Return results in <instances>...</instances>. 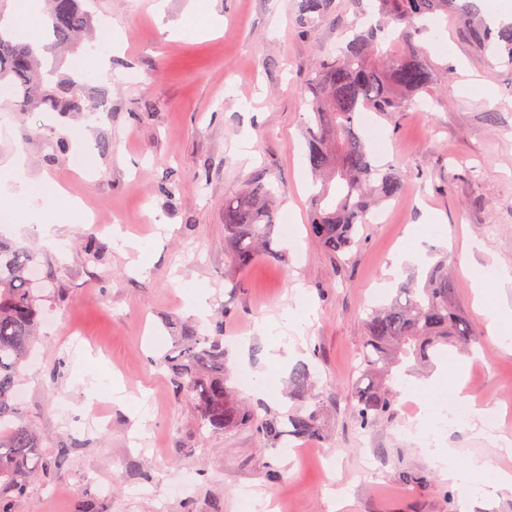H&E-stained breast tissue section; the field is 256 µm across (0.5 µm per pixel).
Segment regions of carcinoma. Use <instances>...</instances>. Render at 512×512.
<instances>
[{"instance_id":"cac0c4a2","label":"carcinoma","mask_w":512,"mask_h":512,"mask_svg":"<svg viewBox=\"0 0 512 512\" xmlns=\"http://www.w3.org/2000/svg\"><path fill=\"white\" fill-rule=\"evenodd\" d=\"M299 20L309 30L324 16L329 0H297ZM457 9L465 35L512 66V25L492 29L474 0H366V28L336 46V55L310 70L305 92L310 112L306 128L307 167L313 181L309 232L338 259L359 245L366 216L392 200L403 188L393 169L375 164L359 133L366 111L402 112L433 83L432 69L412 44L419 22L437 12ZM48 45L33 44L0 30V90L24 112H84L90 76L59 75L55 61L42 53L75 52L81 47L91 16L81 0H46ZM272 188L257 181L224 201V252L244 270L259 259L282 257L276 248ZM39 254L0 239V512H15L35 472L40 434L28 423L14 391L39 336L44 296L34 272ZM479 342L454 300L448 257L428 272L421 288L402 285L388 305L370 308L357 357L352 413L368 430L396 413L394 372L414 361L433 364L448 347ZM223 323L213 330L186 325L172 336V348L158 359L179 391H185L200 415L201 428L223 434L240 427L254 431L266 448H284L300 439L323 436V403L315 393L314 372L297 364L288 394L299 406L280 413L263 403L246 405L235 397L227 373Z\"/></svg>"}]
</instances>
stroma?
Listing matches in <instances>:
<instances>
[{
  "label": "stroma",
  "instance_id": "35a3bbf8",
  "mask_svg": "<svg viewBox=\"0 0 512 512\" xmlns=\"http://www.w3.org/2000/svg\"><path fill=\"white\" fill-rule=\"evenodd\" d=\"M95 27L112 31L111 74L103 121L0 107V166L23 148L33 177L78 198L100 225L57 223L60 247L36 226L13 223L0 208V238L35 248L48 298L41 338L20 386L29 421L43 436L44 470L16 512H253L271 497L290 512H449L453 488L423 445L405 429L415 421L407 387L462 366L468 398L512 403V349L497 346L475 300L473 280L512 268V67L459 33L456 13L437 16L415 43L434 81L416 105L395 115L369 113L365 140L380 163L403 176L401 204L337 261L308 231L305 163L307 73L336 51L340 29L355 20L353 0H332L312 31L301 27L296 0H83ZM485 92L461 90L463 72ZM67 134V155L54 154ZM89 156L79 175L75 153ZM178 184L174 198L157 186ZM279 186L276 214L293 217L279 232L286 260L259 259L236 269L224 252V202L253 181ZM125 225L143 254L113 245L104 224ZM104 244L86 255L90 240ZM417 240L424 259L395 265L401 246ZM454 258L455 300L484 350L451 349L433 369L402 376L396 416L360 430L351 414L355 357L371 305L421 278L441 252ZM207 290L205 315L224 312V336L242 398V376L266 373L276 385L265 403L280 409L292 367L310 363L328 410L327 436L305 439L301 455L264 447L248 429L203 434L188 395L176 394L156 358L170 346L168 322L195 318L191 288ZM304 307L305 343L269 359L254 337L256 321ZM96 342L98 354L71 349L70 326ZM95 379L87 391V379ZM505 435L470 425L447 434L458 459L479 458L512 471ZM421 476L407 484L404 473Z\"/></svg>",
  "mask_w": 512,
  "mask_h": 512
}]
</instances>
